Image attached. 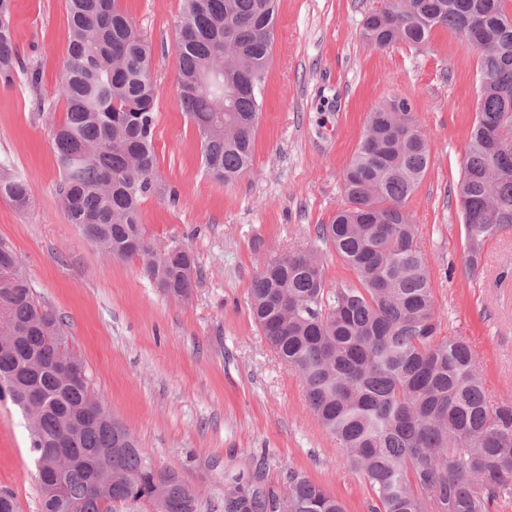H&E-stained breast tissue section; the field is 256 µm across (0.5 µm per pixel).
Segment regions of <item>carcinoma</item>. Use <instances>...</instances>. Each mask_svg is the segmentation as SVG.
Segmentation results:
<instances>
[{
  "label": "carcinoma",
  "mask_w": 512,
  "mask_h": 512,
  "mask_svg": "<svg viewBox=\"0 0 512 512\" xmlns=\"http://www.w3.org/2000/svg\"><path fill=\"white\" fill-rule=\"evenodd\" d=\"M505 0H384L363 24L379 49L417 46L436 27L478 52L480 98L456 193L464 272L473 278L487 244L512 232V22ZM68 49L54 128L56 195L70 223L106 254L137 258L166 296L187 301L195 256L145 236L141 200L155 188L159 89L148 41L118 0H65ZM277 0H184L177 28L178 96L200 140L205 172L226 183L250 172L263 86L276 38ZM24 74L13 0H0V86ZM430 166L426 135L408 99L369 113L344 172L343 197L316 239L356 280L326 279L315 250L264 262L250 311L278 360L301 380L305 403L373 493L371 512H492L512 493V405L486 396L480 362L460 337L442 335L428 262L408 200ZM0 196L25 208L27 182L0 164ZM21 336L0 355V391L21 411L37 387L29 428L41 512H112L156 505V465L112 427L73 426L89 381L62 386L49 371L75 359L65 323L40 303L13 250L0 243V332ZM294 512H345L332 494L292 474ZM260 478L224 484V512H277ZM198 493L176 473L161 512H197Z\"/></svg>",
  "instance_id": "1"
}]
</instances>
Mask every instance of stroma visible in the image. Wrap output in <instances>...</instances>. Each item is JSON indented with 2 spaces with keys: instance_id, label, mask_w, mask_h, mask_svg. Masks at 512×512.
Masks as SVG:
<instances>
[{
  "instance_id": "stroma-1",
  "label": "stroma",
  "mask_w": 512,
  "mask_h": 512,
  "mask_svg": "<svg viewBox=\"0 0 512 512\" xmlns=\"http://www.w3.org/2000/svg\"><path fill=\"white\" fill-rule=\"evenodd\" d=\"M151 44L157 82L158 180L141 203L155 249L177 242L196 256L189 301L163 295L136 259L107 256L60 207L52 126L36 110L54 96L67 52L65 0H14L22 60L40 68L0 87V163L28 184L33 205L0 197V242L11 247L38 300L67 323L91 392L157 466L176 469L223 512L232 478L284 492L290 473L336 496L346 512H370L372 493L306 408L299 378L253 323L249 288L261 263L294 249L320 250L329 281L351 278L321 250L317 225L342 199L343 174L368 112L408 98L431 151L408 201L447 335L480 359L492 403H512V235L485 249L484 272H464L456 185L475 120L478 53L444 28L422 46L385 50L363 37L381 0H280L251 173L227 185L206 174L200 143L176 91V28L182 0H119ZM22 412L0 400V491L18 512H39L36 469Z\"/></svg>"
}]
</instances>
